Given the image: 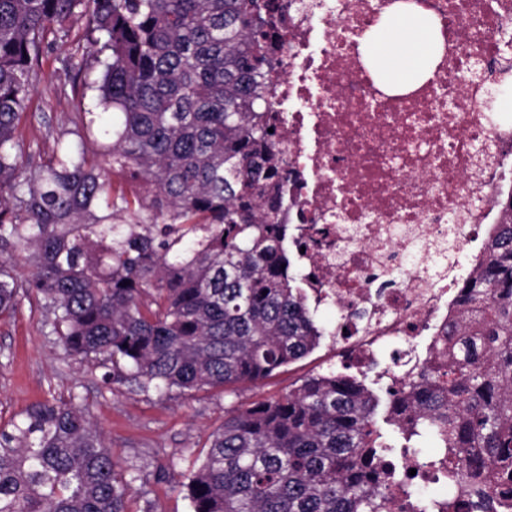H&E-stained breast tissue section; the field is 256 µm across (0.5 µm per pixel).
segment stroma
<instances>
[{
	"label": "stroma",
	"mask_w": 512,
	"mask_h": 512,
	"mask_svg": "<svg viewBox=\"0 0 512 512\" xmlns=\"http://www.w3.org/2000/svg\"><path fill=\"white\" fill-rule=\"evenodd\" d=\"M67 43L48 49L39 66L18 136L35 161H47L55 141L71 126L76 112L90 105L94 93L87 74H67L57 59L74 51ZM326 346L289 365L273 379L243 385L236 393L221 390L168 398L134 393L126 386L103 385L79 370L52 334L34 296L20 292L16 312L0 317V423L20 417L32 405L50 399L76 398L87 405L119 473L136 466L137 479L128 512H192L184 483L203 457L209 434L224 422L227 411L285 394L300 378L315 372Z\"/></svg>",
	"instance_id": "obj_1"
}]
</instances>
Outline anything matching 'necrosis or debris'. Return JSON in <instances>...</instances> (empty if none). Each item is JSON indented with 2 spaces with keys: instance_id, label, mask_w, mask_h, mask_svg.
Returning <instances> with one entry per match:
<instances>
[{
  "instance_id": "4bbe7bcc",
  "label": "necrosis or debris",
  "mask_w": 512,
  "mask_h": 512,
  "mask_svg": "<svg viewBox=\"0 0 512 512\" xmlns=\"http://www.w3.org/2000/svg\"><path fill=\"white\" fill-rule=\"evenodd\" d=\"M267 72L279 136L275 205L305 293L336 317L328 348L399 390L447 361L463 284L487 260L512 192V115L484 103L512 75V0H413L443 54L395 88L366 43L395 0H284ZM402 452L383 473L391 512L430 476Z\"/></svg>"
}]
</instances>
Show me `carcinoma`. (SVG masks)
<instances>
[{
	"instance_id": "obj_1",
	"label": "carcinoma",
	"mask_w": 512,
	"mask_h": 512,
	"mask_svg": "<svg viewBox=\"0 0 512 512\" xmlns=\"http://www.w3.org/2000/svg\"><path fill=\"white\" fill-rule=\"evenodd\" d=\"M264 0H0V315L18 306L13 264L68 357L105 385L191 395L257 385L312 352L325 328L290 273L288 225L257 201L278 175L266 110ZM84 23L100 67L93 107L52 159L17 139L44 51ZM99 144L92 160L87 143ZM448 365L408 386L403 438L468 485L465 512H490L473 481L512 483V223L465 284ZM379 398L347 372L304 378L227 413L183 484L192 512H386L365 470L393 448ZM450 465H444V462ZM87 406L36 404L0 424V512H127ZM408 512H457L409 493Z\"/></svg>"
}]
</instances>
